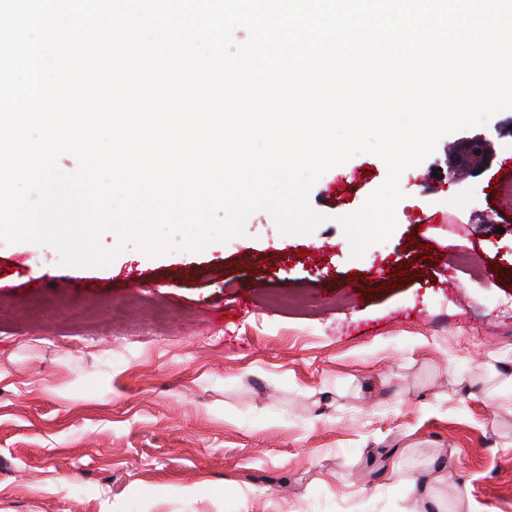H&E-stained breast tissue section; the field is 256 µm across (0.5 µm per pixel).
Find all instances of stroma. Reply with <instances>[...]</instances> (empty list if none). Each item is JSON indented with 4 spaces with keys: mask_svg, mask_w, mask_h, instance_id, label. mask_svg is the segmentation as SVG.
I'll return each instance as SVG.
<instances>
[{
    "mask_svg": "<svg viewBox=\"0 0 512 512\" xmlns=\"http://www.w3.org/2000/svg\"><path fill=\"white\" fill-rule=\"evenodd\" d=\"M511 119L478 176L446 171L466 130L406 169L358 258L337 219L384 183L372 153L320 177L306 235L110 230L98 268L0 243V512H512Z\"/></svg>",
    "mask_w": 512,
    "mask_h": 512,
    "instance_id": "1",
    "label": "stroma"
}]
</instances>
